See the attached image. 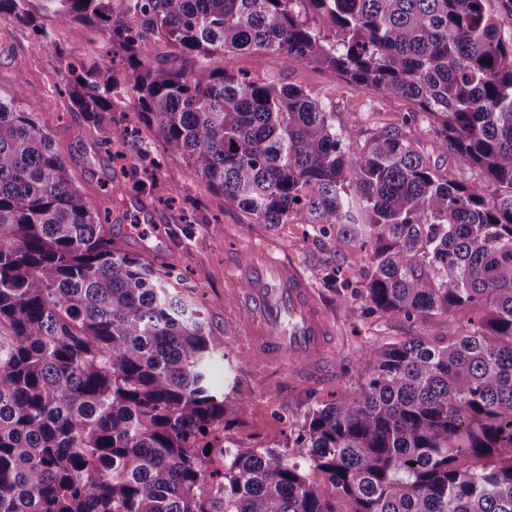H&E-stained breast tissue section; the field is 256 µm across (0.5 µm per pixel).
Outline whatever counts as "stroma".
I'll return each instance as SVG.
<instances>
[{"label": "stroma", "mask_w": 512, "mask_h": 512, "mask_svg": "<svg viewBox=\"0 0 512 512\" xmlns=\"http://www.w3.org/2000/svg\"><path fill=\"white\" fill-rule=\"evenodd\" d=\"M103 55L101 43L90 35L51 28L49 38L35 36L17 24L0 23V88L22 86L24 105L51 133L65 157L77 185L92 202H100L107 188L117 190L109 222L118 246L156 265H174L199 303L214 332L224 335L226 357L213 366V379L232 385L236 396L248 403L226 436L243 446L287 447L296 436L308 408L307 391L294 376L288 354L259 362L248 356V331L239 322V290L232 267L242 254L297 266L307 278L332 328L325 357L328 372L316 388L322 398L354 383L355 362L363 344L389 342L419 334L439 336L451 328L467 326L472 310L463 308L447 316L411 323L396 315L369 318L350 316L346 308L358 305L350 291L330 287L329 275L362 279L364 254L347 245L339 234L321 236L306 224H248L242 212L225 204L191 174L181 158L165 156L166 171L179 176L173 203L131 189L129 160L115 159L99 133L82 113L72 111L63 78L68 63L92 66ZM236 70L251 74L274 73L285 82L318 93L334 114L338 131L346 134L349 152L386 130L398 129L415 139L428 161L441 174L460 183L480 181V170L456 163L442 151L426 116L407 122L413 109L407 101L383 98L340 79L333 71L283 60L268 53L229 59ZM202 205L209 221L192 224L185 218L186 204Z\"/></svg>", "instance_id": "obj_1"}]
</instances>
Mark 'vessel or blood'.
<instances>
[{"instance_id":"obj_1","label":"vessel or blood","mask_w":512,"mask_h":512,"mask_svg":"<svg viewBox=\"0 0 512 512\" xmlns=\"http://www.w3.org/2000/svg\"><path fill=\"white\" fill-rule=\"evenodd\" d=\"M244 275L253 283L246 307L260 322L257 353L274 357L288 352L306 361L304 375L309 380L322 377L320 351L330 325L304 275L278 265L248 268Z\"/></svg>"}]
</instances>
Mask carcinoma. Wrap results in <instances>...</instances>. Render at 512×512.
<instances>
[{
  "instance_id": "carcinoma-1",
  "label": "carcinoma",
  "mask_w": 512,
  "mask_h": 512,
  "mask_svg": "<svg viewBox=\"0 0 512 512\" xmlns=\"http://www.w3.org/2000/svg\"><path fill=\"white\" fill-rule=\"evenodd\" d=\"M488 2L0 0L37 35L44 17L101 35L66 91L138 188L177 190L159 144L248 224L369 248L367 312L485 311L365 345L291 448H243L224 424L246 404L212 379L224 337L172 291L174 266L112 241L21 86L0 89V512H512V7ZM254 52L411 101L484 179H447L399 130L348 154L317 94L226 63ZM128 98L143 139L112 118Z\"/></svg>"
}]
</instances>
